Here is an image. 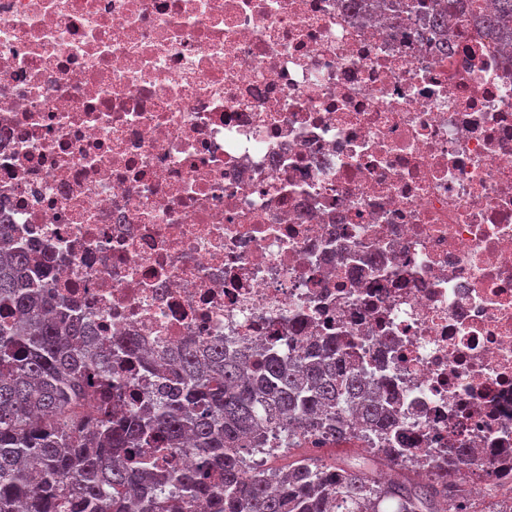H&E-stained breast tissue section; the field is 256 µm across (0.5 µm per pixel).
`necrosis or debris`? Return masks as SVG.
<instances>
[{
	"mask_svg": "<svg viewBox=\"0 0 512 512\" xmlns=\"http://www.w3.org/2000/svg\"><path fill=\"white\" fill-rule=\"evenodd\" d=\"M406 2L0 0V221L95 335L336 338L422 475L512 491V63Z\"/></svg>",
	"mask_w": 512,
	"mask_h": 512,
	"instance_id": "necrosis-or-debris-1",
	"label": "necrosis or debris"
}]
</instances>
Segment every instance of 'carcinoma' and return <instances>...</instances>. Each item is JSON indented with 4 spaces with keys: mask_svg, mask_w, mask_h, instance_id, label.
Instances as JSON below:
<instances>
[{
    "mask_svg": "<svg viewBox=\"0 0 512 512\" xmlns=\"http://www.w3.org/2000/svg\"><path fill=\"white\" fill-rule=\"evenodd\" d=\"M428 22L465 24L457 40L512 45V0H431ZM49 261L0 222V512H181L201 499L210 512H470L460 467L418 480L397 463L402 448L370 463L301 455L270 475L245 470L265 434L314 432L349 440L347 418L390 435L396 419L380 381L365 379L333 340L284 359L271 349L229 354L188 346L142 365L158 379L152 397L131 394L112 369L122 347L99 341L54 291ZM187 443L196 462L158 465Z\"/></svg>",
    "mask_w": 512,
    "mask_h": 512,
    "instance_id": "obj_1",
    "label": "carcinoma"
}]
</instances>
